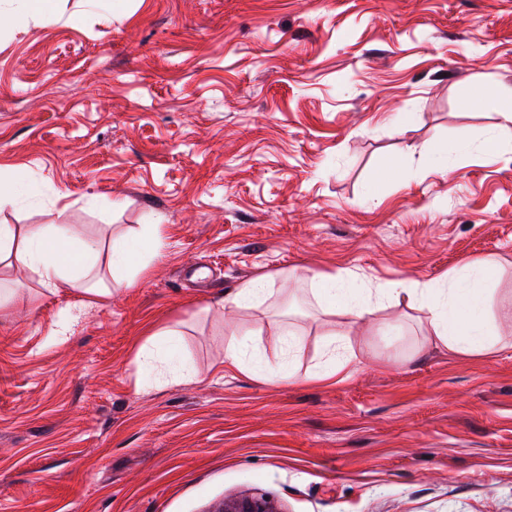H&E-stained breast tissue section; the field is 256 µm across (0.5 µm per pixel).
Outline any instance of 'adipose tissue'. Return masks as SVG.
<instances>
[{
	"instance_id": "ef3b65f1",
	"label": "adipose tissue",
	"mask_w": 512,
	"mask_h": 512,
	"mask_svg": "<svg viewBox=\"0 0 512 512\" xmlns=\"http://www.w3.org/2000/svg\"><path fill=\"white\" fill-rule=\"evenodd\" d=\"M163 244L162 227L143 225L135 238L113 239L108 273L120 283L144 266ZM98 245L74 237L69 225L46 224L40 227L0 225V263L28 268L47 290L86 288L98 279L95 257ZM494 267L483 261L460 276L450 277L447 286L429 283H400L351 298L344 277L326 273L313 276V293L324 302L327 315L343 312L352 323H379L385 303L402 309L424 330L427 344L448 349L461 356L490 353L498 341V332L489 314L492 293L488 286Z\"/></svg>"
}]
</instances>
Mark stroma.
<instances>
[{"label":"stroma","instance_id":"obj_1","mask_svg":"<svg viewBox=\"0 0 512 512\" xmlns=\"http://www.w3.org/2000/svg\"><path fill=\"white\" fill-rule=\"evenodd\" d=\"M475 84L512 88V0H56L0 31V165L42 190L0 224L73 225L102 265L163 226L106 297L0 272V512H512V137ZM487 259L506 347L366 324L347 379H274L285 328L305 371L345 323L312 275L439 284ZM260 276L262 311L233 306ZM174 324L173 370L139 371ZM163 244L162 224H145L134 239L121 236L112 239V255L108 273L113 282L121 284L129 279L139 267L144 266L154 252ZM139 246L138 259H132L133 249Z\"/></svg>","mask_w":512,"mask_h":512}]
</instances>
